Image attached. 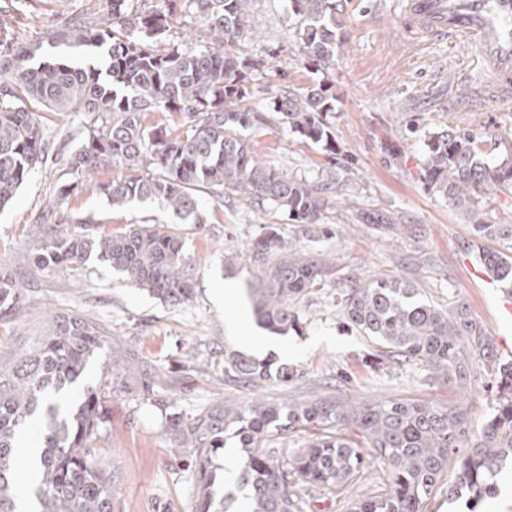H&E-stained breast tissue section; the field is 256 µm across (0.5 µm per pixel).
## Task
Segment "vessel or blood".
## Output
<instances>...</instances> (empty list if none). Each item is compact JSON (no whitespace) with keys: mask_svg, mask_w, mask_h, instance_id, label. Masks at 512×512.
I'll return each mask as SVG.
<instances>
[{"mask_svg":"<svg viewBox=\"0 0 512 512\" xmlns=\"http://www.w3.org/2000/svg\"><path fill=\"white\" fill-rule=\"evenodd\" d=\"M400 19L414 38L475 48L498 95L512 98V0H401Z\"/></svg>","mask_w":512,"mask_h":512,"instance_id":"1","label":"vessel or blood"}]
</instances>
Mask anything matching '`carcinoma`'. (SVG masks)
Here are the masks:
<instances>
[{
	"instance_id": "1",
	"label": "carcinoma",
	"mask_w": 512,
	"mask_h": 512,
	"mask_svg": "<svg viewBox=\"0 0 512 512\" xmlns=\"http://www.w3.org/2000/svg\"><path fill=\"white\" fill-rule=\"evenodd\" d=\"M103 2L105 10L71 14L48 37L57 49L88 48L102 56L99 62L75 65L60 52L43 50L38 40L16 48L0 42V210L47 161L42 112L84 113L80 140L65 156L71 180L57 186L55 206L31 229V263L49 275L79 273L94 257L161 301L183 306L194 299L199 283L198 264L185 254L180 230L147 224L105 232L82 219L69 225L58 212L76 180L121 164L129 175L96 184L110 205L157 202L185 224L203 223L197 197L203 189L219 198L226 191L241 193L298 224L321 223L328 200L319 181L294 178L257 157L253 139L269 120L242 102L262 63L236 51L251 36V0H188L214 38L199 51L164 43L176 0L156 8L135 0ZM288 4L308 68L315 74L334 69L341 43L336 0ZM334 100L326 85L314 82L274 99V113L302 142L334 155L336 136L327 122ZM148 112L163 119L147 125ZM428 150V186L467 213L471 199L486 190L512 188V157L482 161L470 132L445 128L432 136ZM476 228L489 238L512 237V224ZM249 258L257 275L247 296L257 325L282 336L300 332L295 303L325 286L333 264L290 246L273 225L252 243ZM483 259L494 271L512 273V263L498 253L487 251ZM22 300L19 278L0 267V319ZM343 310L346 324L373 344L375 359L421 362L461 389L478 356L490 365L500 394L494 416L475 433L462 404L337 395L221 403L186 419L164 413L158 431L170 438L174 460L189 475L193 512H236L237 497L218 484V460L229 439L238 448L237 484L246 512H302L297 486L340 495L376 464L388 471L389 489L352 501L348 512H423L454 461L458 468L448 500L466 491L478 503L495 492L494 478L512 456V361L501 359L468 306L439 305L419 298L407 282L380 279L348 289ZM107 346L99 324L57 314L46 335L0 359V512H17L16 457L23 430L31 426L42 449L34 485L38 512H123L112 467L95 442L106 422L104 397L128 392L134 363L126 361L123 371L111 363L97 384L88 383L91 360ZM224 376L249 387L287 383L297 372L229 351ZM299 429L310 432L301 447H272Z\"/></svg>"
}]
</instances>
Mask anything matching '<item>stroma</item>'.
<instances>
[{"instance_id": "obj_1", "label": "stroma", "mask_w": 512, "mask_h": 512, "mask_svg": "<svg viewBox=\"0 0 512 512\" xmlns=\"http://www.w3.org/2000/svg\"><path fill=\"white\" fill-rule=\"evenodd\" d=\"M92 0H26L11 10L0 41H29L54 29L59 13L80 12ZM338 36L334 70L326 81L336 96L327 116L338 155L304 143L279 123L254 139L268 163L288 175L329 183L330 203L314 228L289 221L286 214L246 204L232 193L216 199L200 193L203 224L184 226L185 252L199 261V287L192 302L173 307L124 280L108 265L89 260L84 273L47 275L28 261L34 246L27 227L53 196L59 167L42 164L22 186L11 206L0 212V265L28 284L21 305L0 320V356L24 350L49 328L46 308L77 314L102 325L114 343L134 346L142 372L163 371L166 385L153 398L116 394L105 403L107 422L96 442L119 484L123 512H192L194 495L187 473L173 464L171 443L157 431L165 400L169 412L185 416L198 409L252 401V389L225 381L224 353L251 352L296 370L292 381L266 382L263 393L274 400L304 399L316 394H354L363 398H411L444 406L466 404L472 429L493 416L496 384L486 365L474 364L468 400L419 365L374 366L366 337L343 322L342 296L350 285L378 278H398L419 291L420 298L444 303L455 298L468 305L485 335L512 336V324L497 311L501 288L479 273L481 254L491 250L512 257V239L480 238L465 211L428 187L423 178L428 135L443 127L480 132V152L487 158L512 154V102L485 86L474 49L448 40H415L400 23L395 0H336ZM249 21L254 40L242 41V56L261 59L249 106L272 111L273 95L309 85L307 69L294 37L296 20L285 0H254ZM169 42L203 49L209 36L187 4H179ZM420 128L411 135L409 126ZM68 214L103 230L121 231L137 224H178L172 212L151 202L121 209L108 205L94 185L78 183L65 205ZM396 215L409 228L395 238L388 226L366 223L365 214ZM281 236L326 256L336 278L312 290L296 304L303 327L282 342L288 354L251 349V341L268 338L255 319L245 329H231L227 318L236 301L216 304L214 289L225 281L245 289L251 277L248 258L266 225ZM389 478L377 469L353 482L343 496L312 493L303 512H347L353 498L383 493Z\"/></svg>"}]
</instances>
